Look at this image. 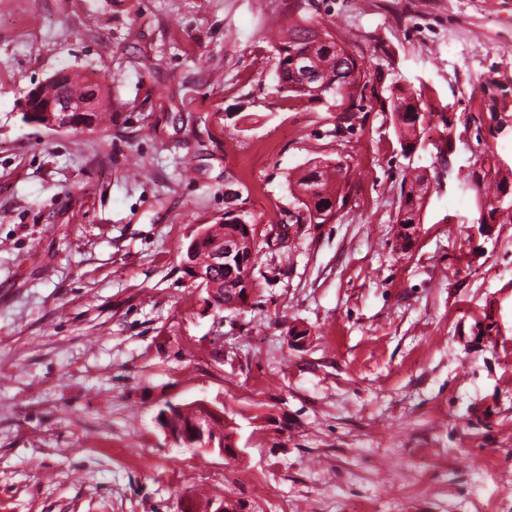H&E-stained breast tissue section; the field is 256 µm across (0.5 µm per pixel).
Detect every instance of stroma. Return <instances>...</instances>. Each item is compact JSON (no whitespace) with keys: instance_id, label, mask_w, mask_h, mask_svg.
I'll return each mask as SVG.
<instances>
[{"instance_id":"stroma-1","label":"stroma","mask_w":512,"mask_h":512,"mask_svg":"<svg viewBox=\"0 0 512 512\" xmlns=\"http://www.w3.org/2000/svg\"><path fill=\"white\" fill-rule=\"evenodd\" d=\"M305 3L370 70L342 130L277 91L265 21L289 0H0V512H512V224H479L467 179L512 157L470 101L512 94V0ZM64 68L109 94L108 129L23 122ZM396 85L433 105L412 147L381 106ZM316 160L350 202L292 223ZM413 168L431 190L402 254ZM228 213L290 249L210 311L179 253ZM195 400L223 401L238 458L166 440L158 409Z\"/></svg>"}]
</instances>
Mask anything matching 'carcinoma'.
Wrapping results in <instances>:
<instances>
[{"instance_id":"cac0c4a2","label":"carcinoma","mask_w":512,"mask_h":512,"mask_svg":"<svg viewBox=\"0 0 512 512\" xmlns=\"http://www.w3.org/2000/svg\"><path fill=\"white\" fill-rule=\"evenodd\" d=\"M288 10V21L278 23L280 54L277 68L278 92L293 99L309 101L329 98L343 112H358L364 99L369 70L364 62L351 55L345 40L323 28V23L313 16ZM323 29V37L315 38V30ZM90 89L89 78H82L78 91L72 90L71 75H66L62 88H54V96L82 97ZM111 101L104 99L96 112H53L51 114L23 113V121L44 124L55 122L59 126L80 128L91 133L95 128L112 121L109 112ZM387 110L391 112L400 136L408 141L417 139L424 130L425 112L420 98L397 86L388 98ZM470 182L481 200V209L488 211L494 224H512V203H499L504 188L512 185V169L499 168L497 157L488 155L481 165L469 174ZM348 180L341 166L325 161H315L298 173L289 183L291 196L298 201V224H329L334 217V207L345 205L348 197ZM430 190L426 176L414 170L403 174L401 180V206L398 222L407 230L401 238V252L407 253L414 246L410 241L411 226L419 223L420 212ZM257 219L242 221L238 215H224V223L209 224L206 233L195 244L180 251L183 272L195 277L199 270L207 277L206 287L210 292L203 303L217 308L235 299L247 304L245 289L253 287L252 275L260 264L261 248L258 244ZM237 243L234 253L224 256V244ZM168 424L186 433H191L195 419L181 410L171 409Z\"/></svg>"}]
</instances>
